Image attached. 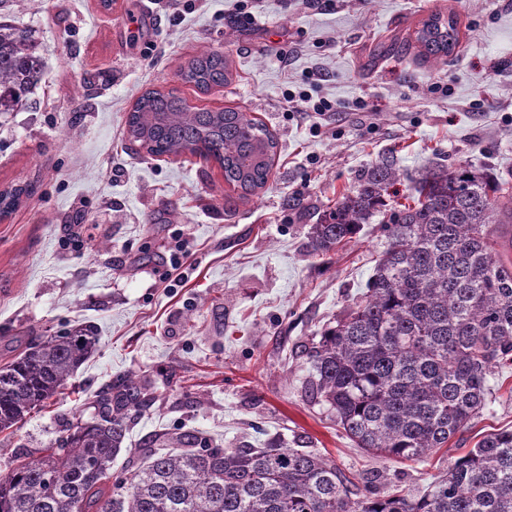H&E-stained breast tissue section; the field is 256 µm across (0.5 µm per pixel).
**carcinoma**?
I'll use <instances>...</instances> for the list:
<instances>
[{
    "label": "carcinoma",
    "mask_w": 512,
    "mask_h": 512,
    "mask_svg": "<svg viewBox=\"0 0 512 512\" xmlns=\"http://www.w3.org/2000/svg\"><path fill=\"white\" fill-rule=\"evenodd\" d=\"M414 42L422 57L443 59L459 43L457 18L430 15ZM43 68L29 32L1 21L0 113L14 110ZM229 75L213 51L180 79L209 89ZM125 134L150 156L214 160L242 200L266 187L278 149L246 113L192 109L176 88L138 97ZM399 183L393 158L382 156L310 227L313 254L326 256L380 216L386 248L365 294L309 348L307 396L356 447L424 463L485 408L488 376L512 362V258L495 248L498 227L512 224V183L468 163L429 166L407 186L412 203L395 206ZM25 194L1 193L0 213ZM98 344L84 326L0 354V433L55 396ZM153 400L136 379L116 377L90 419L0 477V512H512V430L482 435L419 496L380 491L378 470L355 494L315 450L219 448L187 432L154 435L133 469L112 474L132 421Z\"/></svg>",
    "instance_id": "1"
}]
</instances>
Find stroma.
Here are the masks:
<instances>
[{
    "instance_id": "obj_1",
    "label": "stroma",
    "mask_w": 512,
    "mask_h": 512,
    "mask_svg": "<svg viewBox=\"0 0 512 512\" xmlns=\"http://www.w3.org/2000/svg\"><path fill=\"white\" fill-rule=\"evenodd\" d=\"M460 41L437 62L405 41L433 12ZM34 36L40 83L0 116V192L27 187L0 221V349L93 326L97 351L45 407L0 433V475L90 419L128 374L155 400L114 471L149 437L180 429L223 448L304 443L347 473L388 474L422 493L482 433L512 429V366L493 369L485 409L422 464L364 454L309 403L302 345L365 292L385 245L378 225L326 256L308 231L379 155L403 183L465 161L512 181V0H0ZM218 50L228 84L179 71ZM190 106L247 112L279 142L258 195L232 198L215 162L152 157L125 137L151 89ZM329 100L325 115L288 99Z\"/></svg>"
}]
</instances>
